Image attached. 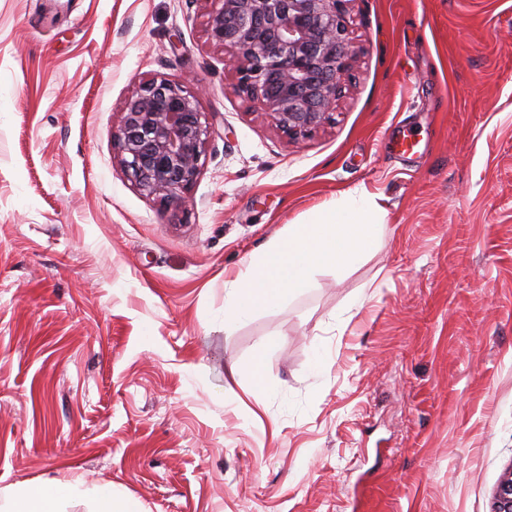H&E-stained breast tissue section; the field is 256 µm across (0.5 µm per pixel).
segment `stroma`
Segmentation results:
<instances>
[{
  "label": "stroma",
  "mask_w": 512,
  "mask_h": 512,
  "mask_svg": "<svg viewBox=\"0 0 512 512\" xmlns=\"http://www.w3.org/2000/svg\"><path fill=\"white\" fill-rule=\"evenodd\" d=\"M208 8L0 0V491L490 512L512 467V0H353L350 79L296 143L232 92ZM156 76L210 127L184 208L116 159ZM361 193L384 211L372 249L225 329V278Z\"/></svg>",
  "instance_id": "1"
}]
</instances>
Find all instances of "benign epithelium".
<instances>
[{
    "label": "benign epithelium",
    "instance_id": "1",
    "mask_svg": "<svg viewBox=\"0 0 512 512\" xmlns=\"http://www.w3.org/2000/svg\"><path fill=\"white\" fill-rule=\"evenodd\" d=\"M207 40L240 60L236 95L260 102L296 141L331 119L356 57L346 18L352 0H205ZM210 136L190 87L165 77L140 84L113 134L117 159L143 194L183 207ZM490 512H512V467Z\"/></svg>",
    "mask_w": 512,
    "mask_h": 512
}]
</instances>
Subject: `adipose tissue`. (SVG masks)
Instances as JSON below:
<instances>
[{"label": "adipose tissue", "instance_id": "1", "mask_svg": "<svg viewBox=\"0 0 512 512\" xmlns=\"http://www.w3.org/2000/svg\"><path fill=\"white\" fill-rule=\"evenodd\" d=\"M382 232L374 200L366 195L337 200L302 224L289 225L255 260L224 283V326L276 307L308 287L323 267L345 268L360 259ZM87 495L92 512H142L138 501L116 494L111 486L83 490L81 484H51L6 490L0 512H61L67 496Z\"/></svg>", "mask_w": 512, "mask_h": 512}]
</instances>
